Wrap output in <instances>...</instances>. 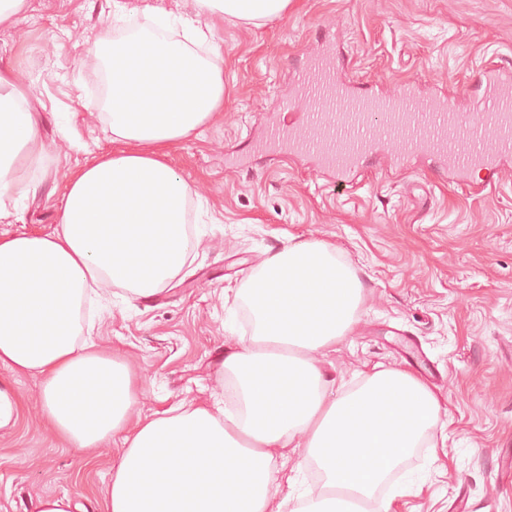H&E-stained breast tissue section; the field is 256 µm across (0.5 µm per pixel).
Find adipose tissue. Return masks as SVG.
<instances>
[{"mask_svg": "<svg viewBox=\"0 0 512 512\" xmlns=\"http://www.w3.org/2000/svg\"><path fill=\"white\" fill-rule=\"evenodd\" d=\"M180 18L145 7L137 37L100 36L86 59L112 55L107 123L115 151L71 171L54 202L51 232L0 234V364L41 379L42 416L67 444L94 449L120 438L103 512H282L276 462L314 460L320 490L304 512H365L385 477L420 447L439 417L437 395L399 369L364 374L356 389L328 392L318 356L351 332L363 299L356 270L335 248L303 240L268 253L243 282L268 287L251 305L249 343L224 352L241 411L207 405L133 414L140 390L125 363L89 336L77 312L85 293L163 290L183 271L191 187L171 150L224 109V71L194 46L201 16L254 26L286 16L291 0H194ZM34 94L0 70V217L24 170L42 167Z\"/></svg>", "mask_w": 512, "mask_h": 512, "instance_id": "adipose-tissue-1", "label": "adipose tissue"}]
</instances>
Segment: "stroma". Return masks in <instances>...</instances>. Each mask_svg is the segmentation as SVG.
Wrapping results in <instances>:
<instances>
[{"label":"stroma","mask_w":512,"mask_h":512,"mask_svg":"<svg viewBox=\"0 0 512 512\" xmlns=\"http://www.w3.org/2000/svg\"><path fill=\"white\" fill-rule=\"evenodd\" d=\"M146 22L140 12L113 19L108 0H27L0 28V69L15 67L44 103L46 150L30 174L37 194L6 197L13 219L1 233L52 230L54 197L87 159L62 125L112 149L101 72L83 59L100 34ZM326 42L347 81L388 92L410 82L464 105L482 62L512 55V0H292L287 16L258 28L217 23L224 109L170 157L194 190L192 262L152 298L119 290L108 304L91 301L93 334L130 366L136 414L215 396L232 405L221 362L252 331L235 288L267 250L323 241L365 287L353 332L320 361L331 390L379 365L416 374L441 400L436 447L414 449L390 477L410 486L392 512H512V163L461 187L433 159L400 170L370 157L344 190L306 158L260 148L285 121L289 82ZM7 378L22 407L0 434V512H37L44 496L101 500L120 440L90 456L61 443L42 418L40 378L0 366Z\"/></svg>","instance_id":"obj_1"}]
</instances>
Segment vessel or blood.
<instances>
[{
  "label": "vessel or blood",
  "mask_w": 512,
  "mask_h": 512,
  "mask_svg": "<svg viewBox=\"0 0 512 512\" xmlns=\"http://www.w3.org/2000/svg\"><path fill=\"white\" fill-rule=\"evenodd\" d=\"M301 122L272 128L270 140L309 157L348 187L368 154H386L398 166L418 157L442 159L461 184L472 172L503 170L512 158V66L482 69L470 111L455 96L423 98L407 83L393 95L363 94L340 75L330 48L295 74L280 101Z\"/></svg>",
  "instance_id": "obj_1"
}]
</instances>
